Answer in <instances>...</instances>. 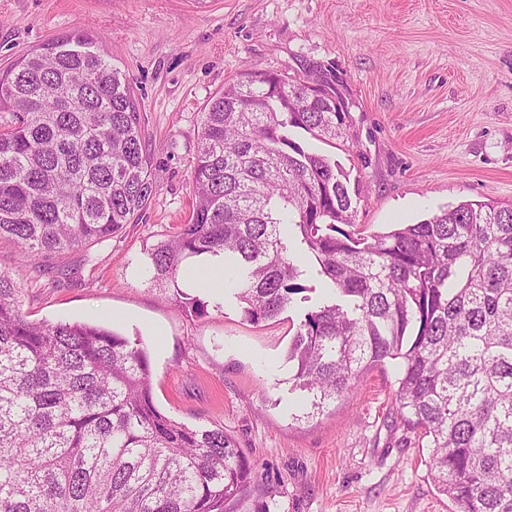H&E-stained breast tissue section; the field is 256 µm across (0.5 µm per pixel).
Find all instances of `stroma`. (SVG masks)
<instances>
[{
    "label": "stroma",
    "instance_id": "stroma-1",
    "mask_svg": "<svg viewBox=\"0 0 512 512\" xmlns=\"http://www.w3.org/2000/svg\"><path fill=\"white\" fill-rule=\"evenodd\" d=\"M75 32L132 83L158 193L112 240L39 268L0 242V271L29 318L140 337L155 404L187 426L224 428L253 466L227 512H453L393 407L396 362L307 416L287 355L317 276L254 324L229 288L220 300L194 289L207 312H183L151 288L141 258L188 219L206 103L252 70L342 74L352 139L319 149L350 175L362 236L463 201L512 205V0H0V69Z\"/></svg>",
    "mask_w": 512,
    "mask_h": 512
}]
</instances>
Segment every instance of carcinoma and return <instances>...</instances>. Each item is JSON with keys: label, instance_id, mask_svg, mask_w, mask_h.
Masks as SVG:
<instances>
[{"label": "carcinoma", "instance_id": "1", "mask_svg": "<svg viewBox=\"0 0 512 512\" xmlns=\"http://www.w3.org/2000/svg\"><path fill=\"white\" fill-rule=\"evenodd\" d=\"M348 113L250 71L206 105L188 223L144 248L150 283L196 314L188 261L224 255L252 323L327 296L288 350L312 413L400 360L395 409L431 448L455 512H512V206L465 201L366 239L347 172L298 139L345 141ZM135 91L93 38L40 45L0 72V241L39 264L112 240L156 196ZM139 337L28 318L0 272V512H224L252 467L224 428L154 403Z\"/></svg>", "mask_w": 512, "mask_h": 512}]
</instances>
